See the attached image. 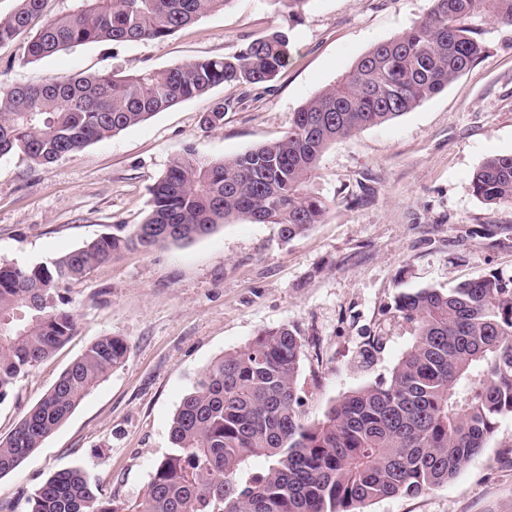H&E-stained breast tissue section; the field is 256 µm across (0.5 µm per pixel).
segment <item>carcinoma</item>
<instances>
[{
    "mask_svg": "<svg viewBox=\"0 0 512 512\" xmlns=\"http://www.w3.org/2000/svg\"><path fill=\"white\" fill-rule=\"evenodd\" d=\"M43 18L44 0H19L0 18V44L35 30L24 59L90 43L160 40L229 0H82ZM512 26V0H431L426 15L375 45L335 85L303 104L281 139L230 159L174 157L149 189L144 221L101 235L49 264L0 260V401L77 331L62 290L124 249L192 241L231 220L276 224L288 242L322 221L328 202L308 183L339 139L388 122L448 87L486 56L478 21ZM275 30L229 57L136 74L52 77L0 87V156L51 164L220 84L272 82L288 61ZM229 101L202 120L224 124ZM487 204H512V154L485 159L472 178ZM413 343L388 378L339 397L323 419L300 411L302 343L283 324L215 360L177 409L171 448L138 512H364L373 501L448 483L512 416V278L490 273L453 288L395 299ZM128 350L100 336L0 441V475L13 471ZM263 456L266 468L248 463ZM30 512H115L79 467L51 476Z\"/></svg>",
    "mask_w": 512,
    "mask_h": 512,
    "instance_id": "1",
    "label": "carcinoma"
}]
</instances>
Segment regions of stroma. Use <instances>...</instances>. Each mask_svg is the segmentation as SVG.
<instances>
[{
  "mask_svg": "<svg viewBox=\"0 0 512 512\" xmlns=\"http://www.w3.org/2000/svg\"><path fill=\"white\" fill-rule=\"evenodd\" d=\"M430 0H307L296 18L274 0H230L175 34L100 42L25 61V37L0 44V85L53 76L133 73L237 53L271 30L290 59L271 87L218 85L55 163L0 157V258L46 264L146 217L148 189L185 149L223 160L284 136L298 109L336 84L376 44L412 27ZM483 61L420 106L336 141L309 183L331 202L291 241L273 224L237 220L189 243L113 256L64 292L78 331L0 402V439L97 337L123 338V363L11 473L0 512H28L54 473L78 465L135 512L168 452L172 418L203 370L260 331L284 324L303 343L298 377L307 420L342 394L389 376L411 343L395 311L401 292L451 288L495 272L512 277V204L476 198L488 157L512 153V26L482 22ZM237 101L224 125L201 117ZM379 337L372 363L360 352ZM366 512H512V417L448 484L374 501Z\"/></svg>",
  "mask_w": 512,
  "mask_h": 512,
  "instance_id": "stroma-1",
  "label": "stroma"
}]
</instances>
